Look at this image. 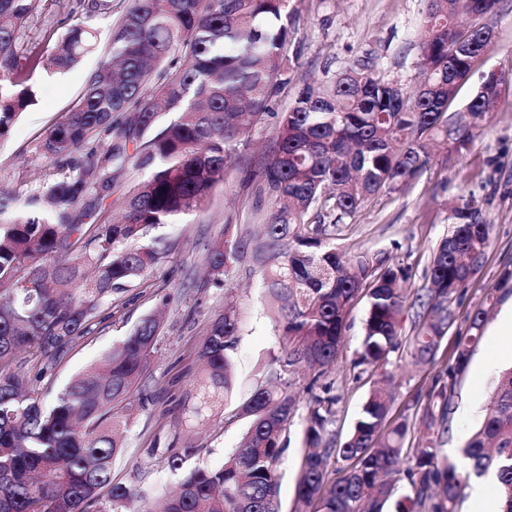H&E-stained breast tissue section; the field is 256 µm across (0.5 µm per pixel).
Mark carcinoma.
I'll use <instances>...</instances> for the list:
<instances>
[{
	"mask_svg": "<svg viewBox=\"0 0 512 512\" xmlns=\"http://www.w3.org/2000/svg\"><path fill=\"white\" fill-rule=\"evenodd\" d=\"M290 0H58L64 37L47 27L27 50L18 41L40 0H0V138L34 102L26 82L37 69L61 71L91 52L92 21L110 20L109 45L89 75L78 104L45 133L37 152L57 171L50 183L0 190V512H91L109 488V508L136 512L146 500L136 484L112 481L126 421L121 403L152 401L148 372L160 319L144 317L108 355L104 368L72 378L47 406L31 379L12 368L18 353L35 352L53 367L87 335L100 306L125 292L166 257L149 229L204 207L228 164L243 157L253 128L274 118L270 156L251 162V180L270 201L257 217L254 252L261 288L278 304L282 337L265 381L240 404L248 428L224 466L196 465L167 489L160 509L143 512H279L283 435L295 416V374L304 365L320 377L336 360L353 300L366 292L368 310L358 364L378 366L399 346L415 316L411 355L434 360L451 308L481 267L492 225L468 203L454 208L447 236L430 267L432 287L409 298L404 269L387 257L347 255L336 247L344 220L371 197L416 182L429 168V144L460 156L491 119L500 90L477 91L462 112L448 113L459 83L495 39L483 19L500 0H426L418 64L430 89L409 93L359 59L324 84L304 85L288 108L272 104L290 83L294 25ZM134 170L142 180L123 195L119 214L106 201ZM244 237L226 236L205 256L217 283L229 280L245 253ZM512 288L502 272L487 307L466 315L450 383L429 400L427 436L406 447L408 425H387L389 400L372 391L342 447H335L333 397H312L298 494L312 512H383L393 495L388 478L406 477L413 495L395 512H457L471 478L495 475L499 512H512V367L498 377L480 428L463 448L467 467L441 455L450 431L457 377L481 342L488 308ZM240 326L224 304L199 351L204 376L194 413L214 414L232 392L230 352ZM170 469L194 449H166ZM347 462L328 483L327 463Z\"/></svg>",
	"mask_w": 512,
	"mask_h": 512,
	"instance_id": "cac0c4a2",
	"label": "carcinoma"
}]
</instances>
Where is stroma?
<instances>
[{
	"label": "stroma",
	"mask_w": 512,
	"mask_h": 512,
	"mask_svg": "<svg viewBox=\"0 0 512 512\" xmlns=\"http://www.w3.org/2000/svg\"><path fill=\"white\" fill-rule=\"evenodd\" d=\"M290 4L297 17L291 36V82L278 96L276 110L286 109L304 82L321 79L324 68L337 71L365 56L403 87L415 86L417 52L412 44L423 26L425 0H290ZM487 22L495 29L496 44L474 62L452 111H459L471 99L484 73L512 71V0H501L497 13ZM98 59L94 51L67 71L34 74V105L0 139L1 185L22 190L52 177V166L39 157L36 146L82 96ZM274 137L273 124L252 129L246 158L228 168L223 182L210 193L206 212L150 230V237L168 244L167 256L121 297L105 305L93 333L76 339L53 369L43 374L30 354L23 352L17 357L49 402L74 376L101 363L142 318L162 311L164 325L150 377L155 398L148 409L131 411L124 451L112 467L114 481H135L140 487L158 489L175 480L163 462L167 449L194 446L190 465L217 469L241 441L247 423L235 418V410L262 382L266 366L279 348V338L272 330L275 308L260 288L251 261L239 266L232 288L227 289L214 284L205 271L204 258L211 242L223 237L225 224L253 227L256 210L268 209V201H257L248 172L250 159L268 150ZM465 197L481 208L492 234L480 269L461 300L453 304L457 321L445 333L434 361L414 363L410 354L414 331L408 323L399 348L389 354L384 366L357 364L368 307L366 297H358L348 314L335 363L319 379L308 374L298 379V410L279 467L280 512H302L304 508L297 484L312 394L336 397L331 430L341 443L371 389L386 385L394 396L390 420L407 421L410 445L424 440L428 402L448 382L456 339L466 330L465 315L483 303L501 270L512 267V81L504 83L490 124L467 152L451 158L437 152L431 167L410 189L366 201L348 219L336 245L350 255L386 254L390 263L407 270L404 287L407 293H415L429 287L433 250L448 231L452 206ZM229 299L234 301L240 321L232 352L235 389L221 414L191 418L186 410L200 379L199 350L205 330ZM511 315L512 294L490 312L483 338L457 378L452 432L441 449L451 460H458L466 440L481 426L500 370L512 365V328L504 324Z\"/></svg>",
	"instance_id": "obj_1"
}]
</instances>
